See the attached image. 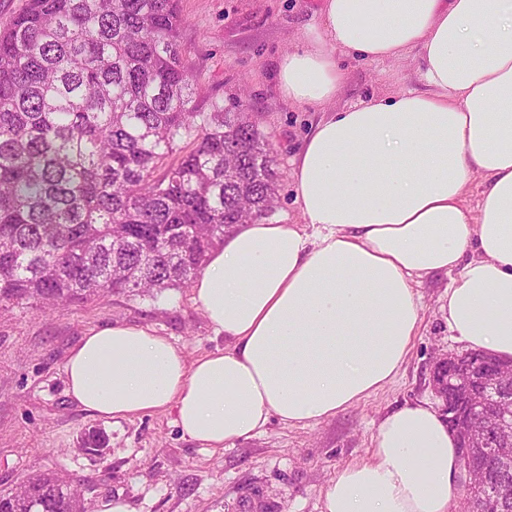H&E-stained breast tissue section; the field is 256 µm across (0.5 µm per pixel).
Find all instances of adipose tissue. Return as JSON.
Masks as SVG:
<instances>
[{
	"mask_svg": "<svg viewBox=\"0 0 512 512\" xmlns=\"http://www.w3.org/2000/svg\"><path fill=\"white\" fill-rule=\"evenodd\" d=\"M412 51L427 91L327 111L339 56ZM278 82L325 111L291 161L298 222L238 225L209 254L192 294L222 348L190 362L146 325L83 336L64 373L85 411L171 409L207 449L273 420L317 424L394 380L419 327L417 286L438 273L450 335L512 358V0H322ZM458 472L445 422L411 402L329 481L323 512H455Z\"/></svg>",
	"mask_w": 512,
	"mask_h": 512,
	"instance_id": "obj_1",
	"label": "adipose tissue"
}]
</instances>
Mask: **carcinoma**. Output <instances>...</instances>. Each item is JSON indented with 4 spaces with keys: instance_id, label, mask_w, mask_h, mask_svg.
<instances>
[{
    "instance_id": "carcinoma-1",
    "label": "carcinoma",
    "mask_w": 512,
    "mask_h": 512,
    "mask_svg": "<svg viewBox=\"0 0 512 512\" xmlns=\"http://www.w3.org/2000/svg\"><path fill=\"white\" fill-rule=\"evenodd\" d=\"M181 25L178 0H27L0 30V310L183 288L224 235L274 211L269 138L240 104L196 103ZM474 468L465 512H512L475 487L512 469ZM73 498L43 472L1 491L0 512Z\"/></svg>"
}]
</instances>
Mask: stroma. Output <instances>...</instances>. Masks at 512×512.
Listing matches in <instances>:
<instances>
[{
  "mask_svg": "<svg viewBox=\"0 0 512 512\" xmlns=\"http://www.w3.org/2000/svg\"><path fill=\"white\" fill-rule=\"evenodd\" d=\"M321 0H179L180 41L200 106L243 103L270 137L284 177L276 219L298 220L289 160L317 118L284 98L276 83L280 57L320 23ZM344 82L330 107L405 90H424L415 56L341 60ZM449 279L419 287L422 320L410 355L393 380L335 417L313 426L273 421L229 448L204 449L182 437L173 412L121 420L84 412L67 392L64 362L90 329L109 323L151 326L188 359L223 346L191 287L157 298L114 295L63 313L14 307L0 313V491L28 475L55 471L80 481L91 512L124 501L130 512H239L251 491L270 512H322L328 481L367 455L380 418L406 402L431 399L430 369L465 347L448 332L443 305Z\"/></svg>",
  "mask_w": 512,
  "mask_h": 512,
  "instance_id": "1",
  "label": "stroma"
}]
</instances>
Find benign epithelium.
I'll return each instance as SVG.
<instances>
[{
  "label": "benign epithelium",
  "mask_w": 512,
  "mask_h": 512,
  "mask_svg": "<svg viewBox=\"0 0 512 512\" xmlns=\"http://www.w3.org/2000/svg\"><path fill=\"white\" fill-rule=\"evenodd\" d=\"M485 361V355L471 351L443 354L433 364L429 386L456 437L461 459L470 460L479 448L487 459L501 465L512 459V451L503 450L491 433L478 436L473 432V425L487 416L494 417L498 427L512 430V403L496 393V378L504 366L499 363L494 371L487 372L482 368ZM483 490L496 504L512 497V488L506 483H486Z\"/></svg>",
  "instance_id": "obj_1"
}]
</instances>
